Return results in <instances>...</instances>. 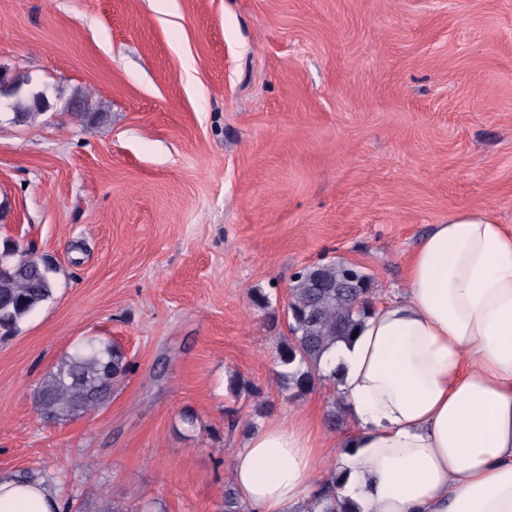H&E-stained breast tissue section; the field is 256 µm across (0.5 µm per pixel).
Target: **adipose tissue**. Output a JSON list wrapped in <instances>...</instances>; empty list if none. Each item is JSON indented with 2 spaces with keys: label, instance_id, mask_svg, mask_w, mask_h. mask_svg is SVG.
Segmentation results:
<instances>
[{
  "label": "adipose tissue",
  "instance_id": "1",
  "mask_svg": "<svg viewBox=\"0 0 512 512\" xmlns=\"http://www.w3.org/2000/svg\"><path fill=\"white\" fill-rule=\"evenodd\" d=\"M328 353L351 428L296 415L232 459L252 512H299L342 449L348 512H512V225L460 210L408 258L406 290ZM55 493L0 474V512H60Z\"/></svg>",
  "mask_w": 512,
  "mask_h": 512
}]
</instances>
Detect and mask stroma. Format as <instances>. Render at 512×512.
I'll use <instances>...</instances> for the list:
<instances>
[{"instance_id":"1","label":"stroma","mask_w":512,"mask_h":512,"mask_svg":"<svg viewBox=\"0 0 512 512\" xmlns=\"http://www.w3.org/2000/svg\"><path fill=\"white\" fill-rule=\"evenodd\" d=\"M0 69L50 102L0 110V240L56 268L0 336V470L52 479L66 512H224L249 427H350L325 422L332 385L280 386L292 276L349 262L376 304L450 213L512 224V0H0ZM78 90L102 119L66 112ZM90 336L130 373L43 424L36 385ZM29 79L18 80L12 86V94L17 99L11 102L12 117L11 121L17 124L30 122L43 109L41 102L46 100L42 90L26 89L22 90L23 85H29Z\"/></svg>"}]
</instances>
